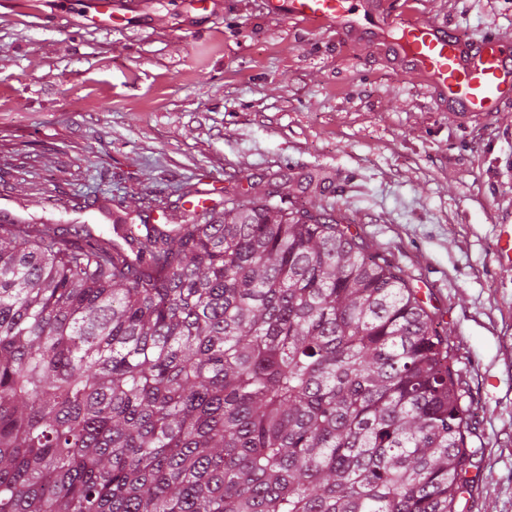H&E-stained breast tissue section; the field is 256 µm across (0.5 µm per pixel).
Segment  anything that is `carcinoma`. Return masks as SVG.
I'll return each instance as SVG.
<instances>
[{
	"mask_svg": "<svg viewBox=\"0 0 512 512\" xmlns=\"http://www.w3.org/2000/svg\"><path fill=\"white\" fill-rule=\"evenodd\" d=\"M112 230L0 218V512H459L448 336L334 210Z\"/></svg>",
	"mask_w": 512,
	"mask_h": 512,
	"instance_id": "1",
	"label": "carcinoma"
}]
</instances>
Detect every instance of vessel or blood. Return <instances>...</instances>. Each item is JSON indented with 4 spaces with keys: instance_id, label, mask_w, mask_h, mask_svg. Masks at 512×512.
Segmentation results:
<instances>
[{
    "instance_id": "b4317fda",
    "label": "vessel or blood",
    "mask_w": 512,
    "mask_h": 512,
    "mask_svg": "<svg viewBox=\"0 0 512 512\" xmlns=\"http://www.w3.org/2000/svg\"><path fill=\"white\" fill-rule=\"evenodd\" d=\"M270 12L356 30L348 0H267ZM393 46L406 67L425 72L449 105L487 111L512 92V52L503 35L467 38L434 22L408 20Z\"/></svg>"
}]
</instances>
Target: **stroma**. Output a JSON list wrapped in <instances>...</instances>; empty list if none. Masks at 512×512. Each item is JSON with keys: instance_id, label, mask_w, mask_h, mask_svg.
<instances>
[{"instance_id": "1", "label": "stroma", "mask_w": 512, "mask_h": 512, "mask_svg": "<svg viewBox=\"0 0 512 512\" xmlns=\"http://www.w3.org/2000/svg\"><path fill=\"white\" fill-rule=\"evenodd\" d=\"M363 38L266 0H0V215L112 231L323 180L448 334L474 406L467 512H512V96L449 110L392 50L404 19L512 34V0H374Z\"/></svg>"}]
</instances>
